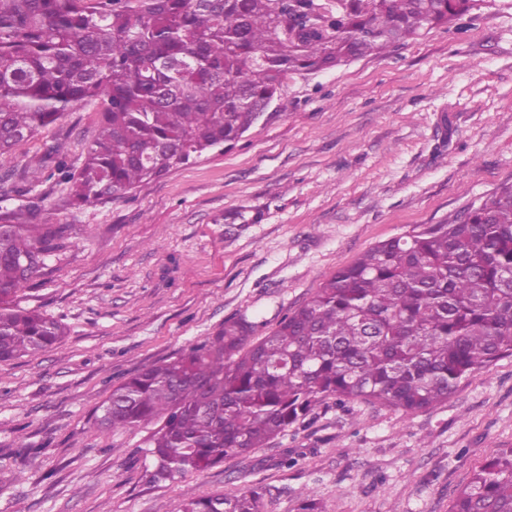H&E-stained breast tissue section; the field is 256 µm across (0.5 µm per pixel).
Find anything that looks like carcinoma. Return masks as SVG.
<instances>
[{
	"instance_id": "obj_1",
	"label": "carcinoma",
	"mask_w": 512,
	"mask_h": 512,
	"mask_svg": "<svg viewBox=\"0 0 512 512\" xmlns=\"http://www.w3.org/2000/svg\"><path fill=\"white\" fill-rule=\"evenodd\" d=\"M0 0V157L94 105L81 166L62 142L39 167L80 208L119 198L233 146L290 74L381 54L484 0ZM28 193L0 176V199ZM32 205L0 207V361L59 344L62 324L18 295L62 247ZM242 314L203 344L142 369L98 406L101 432L158 427L151 481L244 456L304 420L325 397L405 414L448 401L462 379L512 357V185L445 224L415 227L338 269L255 339ZM264 490L192 499L178 512H261ZM451 512H512V448L458 490Z\"/></svg>"
}]
</instances>
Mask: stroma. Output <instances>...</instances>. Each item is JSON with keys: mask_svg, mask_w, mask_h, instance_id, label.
Wrapping results in <instances>:
<instances>
[{"mask_svg": "<svg viewBox=\"0 0 512 512\" xmlns=\"http://www.w3.org/2000/svg\"><path fill=\"white\" fill-rule=\"evenodd\" d=\"M99 114L67 112L9 157L55 139L73 163ZM512 185V0L425 29L386 53L292 74L230 150L79 209L39 178V221L62 247L20 298L63 324L59 345L0 363V512H175L263 487L262 512H449L456 491L512 448V357L426 411L322 399L303 423L205 472L155 484L147 429L101 433L96 408L147 366L257 315L270 332L337 269L380 242L442 224ZM246 225L225 223L228 213ZM294 467L281 466L283 457Z\"/></svg>", "mask_w": 512, "mask_h": 512, "instance_id": "1", "label": "stroma"}]
</instances>
